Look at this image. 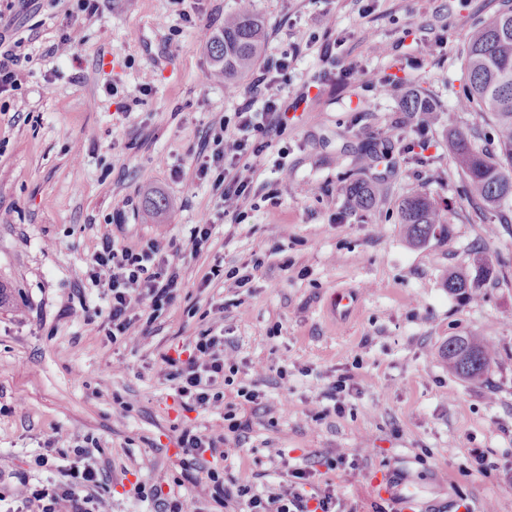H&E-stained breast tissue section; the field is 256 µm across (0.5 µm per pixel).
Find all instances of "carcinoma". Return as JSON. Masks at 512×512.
<instances>
[{"instance_id": "cac0c4a2", "label": "carcinoma", "mask_w": 512, "mask_h": 512, "mask_svg": "<svg viewBox=\"0 0 512 512\" xmlns=\"http://www.w3.org/2000/svg\"><path fill=\"white\" fill-rule=\"evenodd\" d=\"M265 40L264 27L253 9L237 10L224 19V30L209 44L214 72L224 76L231 88L236 79L250 70ZM464 62L467 78L455 92L450 112H481L496 123L499 152L475 147L467 134L452 128L448 147L466 180L469 204L480 216L493 213L506 221L512 213V5L482 19L469 34ZM400 112H436L437 104L422 94L402 100ZM350 202L361 210L371 209L377 200L374 185L356 180L347 187ZM399 223L413 245L424 244L448 224L446 209L425 193L405 197L399 207ZM448 292L470 295L477 300L478 279H470L464 268H451L445 277ZM496 348L485 336H450L442 349L448 370L473 381L482 378Z\"/></svg>"}]
</instances>
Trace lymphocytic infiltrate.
Returning <instances> with one entry per match:
<instances>
[{
    "label": "lymphocytic infiltrate",
    "instance_id": "obj_1",
    "mask_svg": "<svg viewBox=\"0 0 512 512\" xmlns=\"http://www.w3.org/2000/svg\"><path fill=\"white\" fill-rule=\"evenodd\" d=\"M296 92L290 101L250 99L239 105L231 119L213 138L211 154L199 156L198 179H212L221 202L220 217L243 223L247 215L241 202L249 194L255 167L273 140L283 138L290 104L302 103ZM181 253L174 240L158 236L138 248L117 247L109 234H102L97 249L79 276L103 289L108 299L104 330L112 341H132L146 335L145 313H158L170 306L180 286L175 263ZM166 377L182 403L189 407L218 409L224 405L223 385L230 378L231 360L224 352V337L212 331L197 336L187 358L165 357ZM225 436L213 437L184 428L179 444L191 458V466L206 481L211 499L219 504L243 501L248 512H335L336 495L331 487H310V473L292 470L291 484L267 495L254 492L249 482L229 488L217 466L227 456ZM101 472L90 461V451L77 447L65 466L62 480H46L27 488L16 512H112L108 498L98 495Z\"/></svg>",
    "mask_w": 512,
    "mask_h": 512
}]
</instances>
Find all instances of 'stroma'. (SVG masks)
<instances>
[{
  "instance_id": "35a3bbf8",
  "label": "stroma",
  "mask_w": 512,
  "mask_h": 512,
  "mask_svg": "<svg viewBox=\"0 0 512 512\" xmlns=\"http://www.w3.org/2000/svg\"><path fill=\"white\" fill-rule=\"evenodd\" d=\"M503 5L254 0L266 29L258 66L298 49L279 93L298 90L307 101L288 113L287 156L273 147L256 162L247 221L230 224L195 160L254 94L253 74L231 90L209 79L206 42L236 0H138L133 8L96 0L91 14L79 0H17L5 18L29 61L18 89L0 94V284L10 291L0 308V512H15L25 483L60 479L66 461L50 443L67 449L89 438L99 444L92 461L112 512H151L148 499L130 496L132 485L176 480L204 512H239L209 501L177 444L187 426L223 435V410H182L163 362L217 324V304L238 367L224 405L249 423L226 443L225 486L248 480L264 492L302 468L332 485L343 512H391L394 499L371 493L384 471L430 512H457L459 502L512 512V224L476 216L447 135L452 125L474 129L486 147L492 123L477 112H441L424 162L398 154L388 169L359 161L366 142L413 138L416 115L397 109L411 91L454 102L472 22ZM326 12L335 27H322ZM73 27L81 32L73 57H55ZM438 35L446 53L425 57L423 42ZM375 42L384 53L372 51ZM326 44L335 63L321 58ZM372 74L400 83L382 94L368 84ZM355 179L377 183L371 210L349 206L345 188ZM415 192L448 209L447 232L420 246L396 221L399 202ZM154 195L167 199L165 211L149 207ZM208 220L210 240L190 254L195 225ZM105 233L132 248L162 234L182 249L175 304L132 343H112L87 321L107 300L75 275ZM477 254L492 272L475 302L449 293L444 278ZM256 259L249 288L207 280L215 261L231 269ZM340 295L352 305L343 316L331 310ZM487 331L497 347L488 373L465 381L449 372L440 356L448 337ZM343 376L352 388L338 414L330 392ZM241 387L259 391L260 404H241ZM340 449L355 466L328 468Z\"/></svg>"
}]
</instances>
